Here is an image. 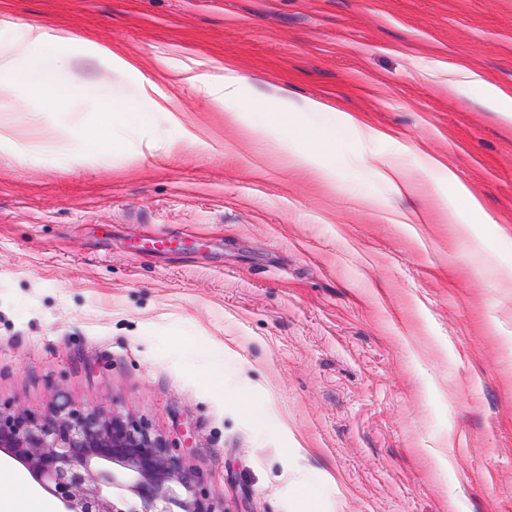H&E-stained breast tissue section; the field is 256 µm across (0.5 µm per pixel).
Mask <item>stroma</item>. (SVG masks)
Returning <instances> with one entry per match:
<instances>
[{"label":"stroma","instance_id":"35a3bbf8","mask_svg":"<svg viewBox=\"0 0 512 512\" xmlns=\"http://www.w3.org/2000/svg\"><path fill=\"white\" fill-rule=\"evenodd\" d=\"M63 33L0 91V405L186 444L226 512H512V0H0ZM134 61L121 72L92 50ZM245 83L230 115L181 69ZM152 79L170 108L149 112ZM368 131L315 161L277 86ZM110 120L117 155L82 158ZM392 160L410 191L373 163ZM483 204L448 218V175ZM66 40L64 35L28 27L24 39L0 49V88L13 87L23 78L28 90L40 96L50 111L58 102L75 96L74 87L56 80L57 51ZM469 76L472 77L470 83L481 88L483 99L490 108L496 112H506L512 116V96L506 94L497 86L480 79L475 74ZM80 148L82 157L113 154L125 149V140L113 131L109 120H104L82 130Z\"/></svg>","mask_w":512,"mask_h":512}]
</instances>
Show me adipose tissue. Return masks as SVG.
Segmentation results:
<instances>
[{
	"label": "adipose tissue",
	"mask_w": 512,
	"mask_h": 512,
	"mask_svg": "<svg viewBox=\"0 0 512 512\" xmlns=\"http://www.w3.org/2000/svg\"><path fill=\"white\" fill-rule=\"evenodd\" d=\"M64 40V35L51 34L39 27H28L24 39L0 49V88L25 82L50 110L58 102L75 96L74 87L59 84L56 80L57 51ZM274 96L282 114L312 115L318 122L315 138L296 146L295 153L299 160L312 161L320 150L334 143L336 130L328 124L321 102L310 99L295 102L284 87L276 88Z\"/></svg>",
	"instance_id": "1"
}]
</instances>
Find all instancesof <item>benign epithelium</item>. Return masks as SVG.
I'll return each mask as SVG.
<instances>
[{"instance_id":"benign-epithelium-1","label":"benign epithelium","mask_w":512,"mask_h":512,"mask_svg":"<svg viewBox=\"0 0 512 512\" xmlns=\"http://www.w3.org/2000/svg\"><path fill=\"white\" fill-rule=\"evenodd\" d=\"M0 453L24 465L62 512H223L165 439L95 406L61 402L43 417L0 406Z\"/></svg>"}]
</instances>
